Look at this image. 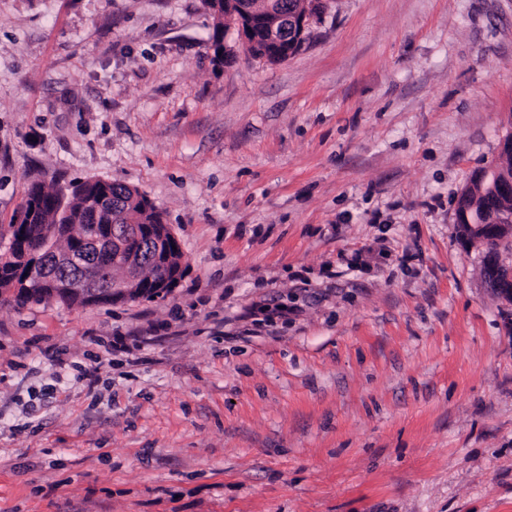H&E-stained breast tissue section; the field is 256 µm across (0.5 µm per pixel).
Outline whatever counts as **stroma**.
<instances>
[{
    "label": "stroma",
    "mask_w": 512,
    "mask_h": 512,
    "mask_svg": "<svg viewBox=\"0 0 512 512\" xmlns=\"http://www.w3.org/2000/svg\"><path fill=\"white\" fill-rule=\"evenodd\" d=\"M213 26L0 0V233L106 179L189 266L0 304V512H512V303L455 222L512 130V0H335L276 65L214 68ZM185 271L184 266H180L176 270L158 274L156 290L152 294L151 300L162 299L170 295L174 288L178 286Z\"/></svg>",
    "instance_id": "stroma-1"
}]
</instances>
